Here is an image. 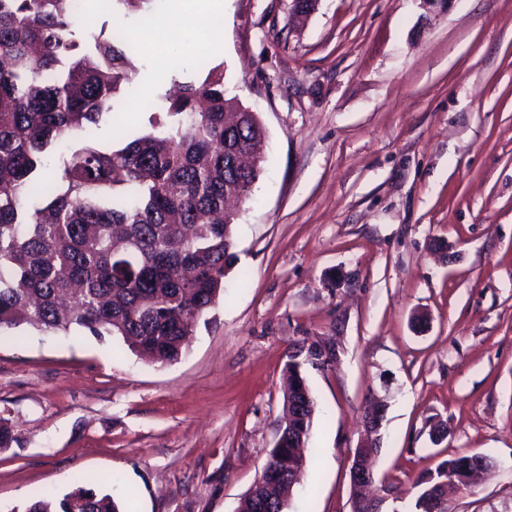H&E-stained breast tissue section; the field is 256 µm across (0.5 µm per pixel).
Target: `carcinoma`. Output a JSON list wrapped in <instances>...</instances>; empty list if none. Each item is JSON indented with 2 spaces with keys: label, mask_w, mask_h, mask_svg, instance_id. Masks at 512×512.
<instances>
[{
  "label": "carcinoma",
  "mask_w": 512,
  "mask_h": 512,
  "mask_svg": "<svg viewBox=\"0 0 512 512\" xmlns=\"http://www.w3.org/2000/svg\"><path fill=\"white\" fill-rule=\"evenodd\" d=\"M82 4L0 0V336L26 326L46 333L119 336L153 363L172 364L224 292L231 257L226 194L246 198L261 166L249 147L264 131L237 113L223 65L166 95L151 131L119 148L89 139L114 114L137 68L135 38L114 31L76 40ZM289 427L261 474L288 482L281 457ZM443 462L421 486L467 485L462 463ZM11 512H123L80 479L62 498Z\"/></svg>",
  "instance_id": "cac0c4a2"
}]
</instances>
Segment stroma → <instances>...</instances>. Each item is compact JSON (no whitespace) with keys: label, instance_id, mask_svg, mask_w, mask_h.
<instances>
[{"label":"stroma","instance_id":"stroma-1","mask_svg":"<svg viewBox=\"0 0 512 512\" xmlns=\"http://www.w3.org/2000/svg\"><path fill=\"white\" fill-rule=\"evenodd\" d=\"M166 6L85 0L77 32L140 27L120 93L137 131L165 106L144 88L142 24ZM289 7L224 0L209 57L266 143L224 294L187 353L160 365L115 338H0V418L23 435L0 449V512L79 476L130 512H237L293 362L316 411L287 512H350L377 401L380 512H415L420 478L475 453L493 467L447 512H512V0H319L302 24Z\"/></svg>","mask_w":512,"mask_h":512}]
</instances>
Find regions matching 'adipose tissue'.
<instances>
[{
    "label": "adipose tissue",
    "instance_id": "1",
    "mask_svg": "<svg viewBox=\"0 0 512 512\" xmlns=\"http://www.w3.org/2000/svg\"><path fill=\"white\" fill-rule=\"evenodd\" d=\"M224 10V0H169L165 14L155 24L159 56L185 54L187 43L217 46L210 23Z\"/></svg>",
    "mask_w": 512,
    "mask_h": 512
}]
</instances>
